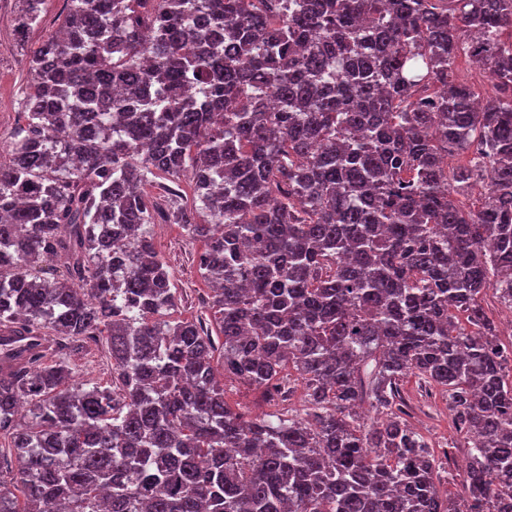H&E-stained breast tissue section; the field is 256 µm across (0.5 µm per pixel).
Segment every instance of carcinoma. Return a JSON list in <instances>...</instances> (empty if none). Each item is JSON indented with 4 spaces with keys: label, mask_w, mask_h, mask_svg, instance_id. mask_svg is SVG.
Segmentation results:
<instances>
[{
    "label": "carcinoma",
    "mask_w": 512,
    "mask_h": 512,
    "mask_svg": "<svg viewBox=\"0 0 512 512\" xmlns=\"http://www.w3.org/2000/svg\"><path fill=\"white\" fill-rule=\"evenodd\" d=\"M68 2L0 149V512H512V0ZM159 220L203 242L194 317ZM409 376L475 438L458 503ZM485 73L488 79H493L490 69L485 68ZM486 75L464 57L459 58L456 76L467 81L481 97L493 89V85L488 82ZM483 305L486 312L498 328L500 341L508 346L512 342V327L509 328L507 322L512 320V313L501 306L498 301L492 297L491 292L484 296ZM111 362L105 348H93L81 353L76 361L80 370L78 381L102 382L107 380L111 372ZM256 396V393L247 385H244L235 380H224V397L226 401L233 407L237 405L249 406L251 410L256 413L261 411H275L274 408H270L267 405L258 406L256 404Z\"/></svg>",
    "instance_id": "cac0c4a2"
}]
</instances>
